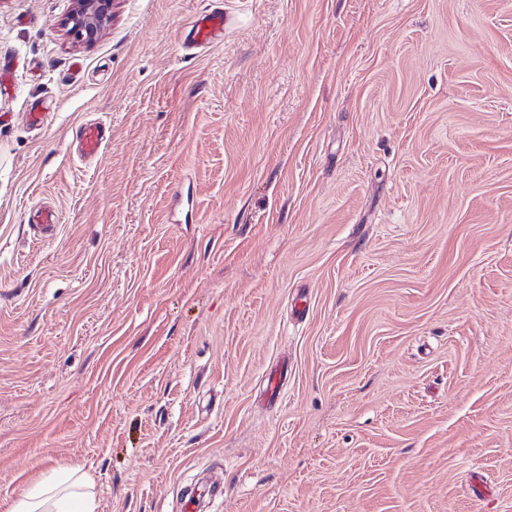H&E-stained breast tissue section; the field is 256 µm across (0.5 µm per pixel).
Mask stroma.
Here are the masks:
<instances>
[{
  "instance_id": "1",
  "label": "stroma",
  "mask_w": 512,
  "mask_h": 512,
  "mask_svg": "<svg viewBox=\"0 0 512 512\" xmlns=\"http://www.w3.org/2000/svg\"><path fill=\"white\" fill-rule=\"evenodd\" d=\"M69 5L0 0V500L512 512V0ZM63 27L72 43L91 44L112 22L115 0H71ZM224 38V9H210L190 25L187 49L205 48ZM104 125L93 121L85 123L80 128L81 157H97L103 150L106 137L103 135ZM93 481L78 465L59 466L19 495L0 501L2 512H97Z\"/></svg>"
}]
</instances>
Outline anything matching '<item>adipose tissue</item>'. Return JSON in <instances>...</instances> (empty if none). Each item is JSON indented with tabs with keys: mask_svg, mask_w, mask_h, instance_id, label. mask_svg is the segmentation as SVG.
<instances>
[{
	"mask_svg": "<svg viewBox=\"0 0 512 512\" xmlns=\"http://www.w3.org/2000/svg\"><path fill=\"white\" fill-rule=\"evenodd\" d=\"M93 481L80 466L51 469L19 495L0 501V512H97Z\"/></svg>",
	"mask_w": 512,
	"mask_h": 512,
	"instance_id": "adipose-tissue-1",
	"label": "adipose tissue"
}]
</instances>
